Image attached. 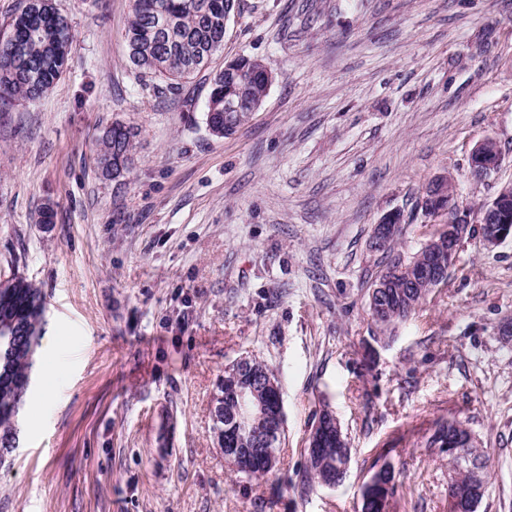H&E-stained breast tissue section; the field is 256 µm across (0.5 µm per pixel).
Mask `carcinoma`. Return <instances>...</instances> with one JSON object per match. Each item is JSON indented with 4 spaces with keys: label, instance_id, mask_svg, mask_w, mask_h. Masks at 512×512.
<instances>
[{
    "label": "carcinoma",
    "instance_id": "1",
    "mask_svg": "<svg viewBox=\"0 0 512 512\" xmlns=\"http://www.w3.org/2000/svg\"><path fill=\"white\" fill-rule=\"evenodd\" d=\"M234 0H133V16L126 31L131 63L143 74L180 81L205 67L224 44V19ZM70 52L68 20L53 0H27L15 15L9 35L0 40V102L40 99L63 74ZM268 92L267 68L258 59L240 56L224 65L212 79L206 104V123L222 137L233 135L247 122ZM133 127L115 121L100 139L98 163L106 179L123 178L134 165ZM7 286L0 287V325L12 326L10 336L0 331V409L21 406L29 390L28 371L34 365L36 346L45 315L41 289L18 271L11 259ZM381 291L388 312L375 324L387 331L406 320L429 293L404 287L403 277L379 275L371 283ZM17 427L0 418V465L14 448ZM348 441L324 449L318 462L308 463L309 480L343 464ZM451 462L449 483L458 482L470 469L485 471L476 448H462Z\"/></svg>",
    "mask_w": 512,
    "mask_h": 512
}]
</instances>
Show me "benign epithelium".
Wrapping results in <instances>:
<instances>
[{
	"instance_id": "1",
	"label": "benign epithelium",
	"mask_w": 512,
	"mask_h": 512,
	"mask_svg": "<svg viewBox=\"0 0 512 512\" xmlns=\"http://www.w3.org/2000/svg\"><path fill=\"white\" fill-rule=\"evenodd\" d=\"M501 162V154L495 140L487 139L479 144L471 158V168L475 175L482 177L496 169ZM441 178L424 189L422 206L429 215H445L456 211L454 194L445 193L441 187ZM477 223L485 225L482 242L484 246L493 248L507 239H512V190L503 187L489 203L483 204L476 211ZM470 221L458 216L448 220V224L440 227L439 232L430 236L423 245L426 259L416 273L407 276L408 287L414 288L420 282L433 281L441 278L445 268L456 261L461 241L466 236ZM401 227V218L397 214L384 216L375 225L371 248L376 250L393 239ZM249 359L241 356L224 368V381L219 392L214 394V416H224V398L232 397L240 402L245 413L237 418L236 426H252L255 430L257 444L263 450L262 461L274 462L275 452L269 448L274 443L279 429L284 424V404L280 385L269 377L245 379ZM224 444V461L235 470H247L253 458L242 454L238 448L236 433L233 431H217ZM341 437L336 417L327 414L317 423L310 435L311 448L309 453L317 455L326 442L334 443ZM484 490L479 475L466 484L454 486L452 495L456 502L472 500Z\"/></svg>"
}]
</instances>
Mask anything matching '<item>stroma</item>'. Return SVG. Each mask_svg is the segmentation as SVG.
I'll use <instances>...</instances> for the list:
<instances>
[{"label": "stroma", "mask_w": 512, "mask_h": 512, "mask_svg": "<svg viewBox=\"0 0 512 512\" xmlns=\"http://www.w3.org/2000/svg\"><path fill=\"white\" fill-rule=\"evenodd\" d=\"M55 3L67 69L40 100L0 103V276L21 256L57 341L34 363L0 512H361L386 464L388 512H449L448 451L428 443L441 420L488 460L477 512H512V240L486 248L470 224L446 284L389 332L367 304L386 214L407 257L447 221L421 208L430 180L454 182L463 215L512 184V0H236L223 49L175 91L129 60L132 0ZM240 55L275 81L219 137L211 80ZM116 120L137 136L112 180L96 157ZM489 137L503 163L478 179ZM246 352L283 387L264 477L230 472L214 433L212 395ZM325 410L347 476L302 489ZM401 218L398 214H388L384 216L378 224L375 225V232L371 241V248L376 250L393 239L397 230L401 227ZM402 233V228L395 239H393L384 249L383 252L391 249L392 244L398 239Z\"/></svg>", "instance_id": "35a3bbf8"}]
</instances>
